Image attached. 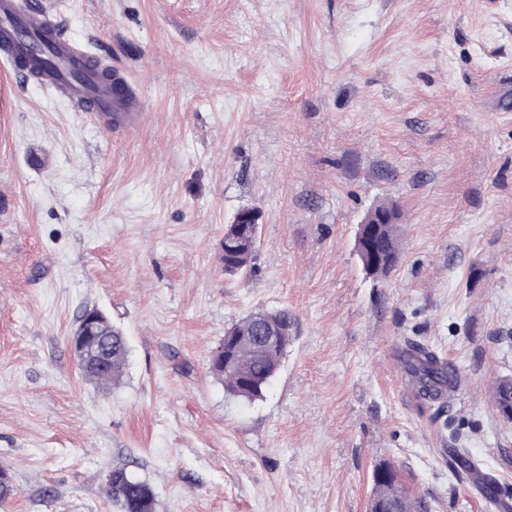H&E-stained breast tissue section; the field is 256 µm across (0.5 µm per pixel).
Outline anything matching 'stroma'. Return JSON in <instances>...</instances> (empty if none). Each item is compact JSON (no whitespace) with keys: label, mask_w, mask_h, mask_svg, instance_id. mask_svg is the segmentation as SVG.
<instances>
[{"label":"stroma","mask_w":512,"mask_h":512,"mask_svg":"<svg viewBox=\"0 0 512 512\" xmlns=\"http://www.w3.org/2000/svg\"><path fill=\"white\" fill-rule=\"evenodd\" d=\"M145 102L131 134L0 71V512H118L112 467L157 512H367L393 470L421 512L512 502V0H58ZM394 200L399 259L363 268L359 225ZM261 212L250 271L218 247ZM128 346L121 383L81 373L88 309ZM285 308L262 397L210 371L224 331ZM452 360L453 409L415 402L398 349ZM107 487L112 503L118 506L120 512L134 511L130 503L136 498L145 500L143 512H156V500L152 488L126 467H112L107 479Z\"/></svg>","instance_id":"35a3bbf8"}]
</instances>
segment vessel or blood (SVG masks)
<instances>
[{
    "instance_id": "obj_1",
    "label": "vessel or blood",
    "mask_w": 512,
    "mask_h": 512,
    "mask_svg": "<svg viewBox=\"0 0 512 512\" xmlns=\"http://www.w3.org/2000/svg\"><path fill=\"white\" fill-rule=\"evenodd\" d=\"M0 61L16 80L35 79L55 97L77 107L82 116L114 132H127L141 121L145 104L121 69L89 55L60 26L47 0H0ZM462 392L456 365L448 367V387L429 401L453 407Z\"/></svg>"
}]
</instances>
